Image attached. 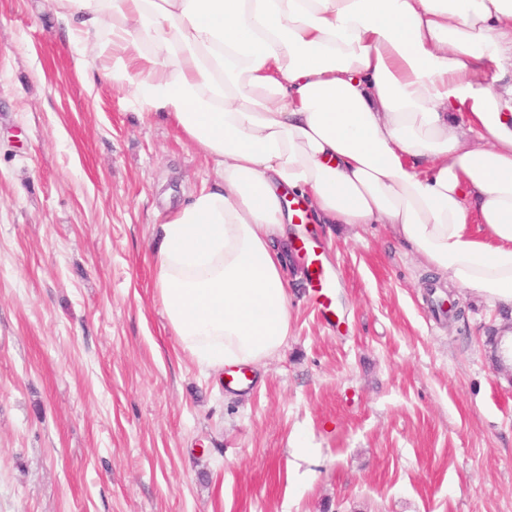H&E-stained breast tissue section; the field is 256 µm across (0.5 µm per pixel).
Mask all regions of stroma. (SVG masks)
<instances>
[{
	"instance_id": "1",
	"label": "stroma",
	"mask_w": 512,
	"mask_h": 512,
	"mask_svg": "<svg viewBox=\"0 0 512 512\" xmlns=\"http://www.w3.org/2000/svg\"><path fill=\"white\" fill-rule=\"evenodd\" d=\"M57 0H0V512H512V309L383 224H290L284 346L230 389L170 331L152 243L210 171L69 43ZM318 259H311L309 264V279L316 284L312 288H317L318 298L321 299L320 305L326 312L333 313L331 306L333 304V285L332 280L327 271L321 265H316Z\"/></svg>"
}]
</instances>
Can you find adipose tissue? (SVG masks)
<instances>
[{
    "label": "adipose tissue",
    "mask_w": 512,
    "mask_h": 512,
    "mask_svg": "<svg viewBox=\"0 0 512 512\" xmlns=\"http://www.w3.org/2000/svg\"><path fill=\"white\" fill-rule=\"evenodd\" d=\"M139 111L212 164L152 248L182 351L259 364L291 329L288 192L384 224L512 307V0H59Z\"/></svg>",
    "instance_id": "1"
}]
</instances>
